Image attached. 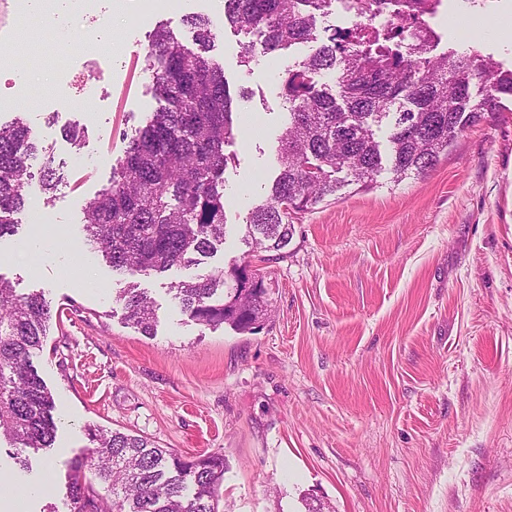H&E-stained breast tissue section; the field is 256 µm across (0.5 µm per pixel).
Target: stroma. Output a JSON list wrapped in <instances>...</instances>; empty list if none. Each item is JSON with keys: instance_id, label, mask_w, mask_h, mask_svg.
Wrapping results in <instances>:
<instances>
[{"instance_id": "stroma-1", "label": "stroma", "mask_w": 512, "mask_h": 512, "mask_svg": "<svg viewBox=\"0 0 512 512\" xmlns=\"http://www.w3.org/2000/svg\"><path fill=\"white\" fill-rule=\"evenodd\" d=\"M512 0L491 10L444 0L429 23L449 44L466 34L502 68L512 40L490 37ZM23 0H0V121L21 117L50 150L53 193L28 196L15 235L0 238V278L17 295L43 293L53 313L33 358L54 396L52 448L0 446V497L17 512L62 506L66 476L87 456V428L140 435L192 457L222 453L218 512H512V97L468 129L424 177L401 183L381 171L367 191L344 188L302 214L285 257L261 271L274 313L252 334L209 329L176 304L188 272H112L85 244L83 208L107 185L123 139L158 101L144 55L156 26L185 44L187 16H208L213 57L236 102V162L224 171L227 232L211 268L242 260L251 208L279 172L288 122L281 76L314 50L296 45L243 63L250 35L224 24V0H182L144 21L140 0H96L97 23L65 12L54 50L72 69L34 80L41 101L18 87L40 30H21ZM92 75L82 99L72 71ZM84 129L81 146L66 139ZM43 221L34 223L32 211ZM67 226L58 247L44 223ZM136 281L157 305L145 335L125 324L119 291ZM30 460L22 468L19 457Z\"/></svg>"}]
</instances>
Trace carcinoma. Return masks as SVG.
Masks as SVG:
<instances>
[{"label": "carcinoma", "instance_id": "obj_1", "mask_svg": "<svg viewBox=\"0 0 512 512\" xmlns=\"http://www.w3.org/2000/svg\"><path fill=\"white\" fill-rule=\"evenodd\" d=\"M333 0H224V22L262 36L264 54L318 40L317 16ZM442 0H351L358 14L412 20L386 31L360 26L331 33L311 55L287 71L281 94L289 122L280 137V172L267 199L245 224L253 253H280L293 237L294 219L345 185L369 189L382 170L376 130L388 121L390 173L395 182L421 176L469 128L512 97V70L473 45L460 53L422 18ZM194 46L167 28L151 36L146 63L162 106L125 143L112 180L84 209L86 242L114 271L162 276L197 268L224 243V170L232 156L234 98L224 69L208 52L216 33L193 16ZM336 74L335 88L323 82ZM479 86V92L472 87ZM39 148L22 120L0 124V238L17 228ZM342 173L344 177L337 178ZM51 160L41 163L39 187L54 189ZM238 266L214 268L171 286L180 309L197 324L227 325L244 334L265 325L273 289L260 301L235 293ZM124 318L143 333L157 324L156 305L134 282L120 290ZM52 320L41 294L19 296L0 279V439L34 451L53 446L54 397L33 365ZM88 457L72 462L67 512H217L224 455L182 457L142 436L88 429ZM94 470L109 497L85 480Z\"/></svg>", "mask_w": 512, "mask_h": 512}]
</instances>
